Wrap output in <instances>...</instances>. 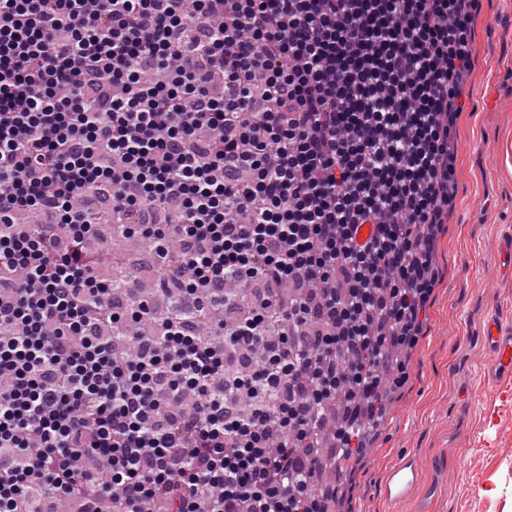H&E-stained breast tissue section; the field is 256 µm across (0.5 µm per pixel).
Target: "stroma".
Segmentation results:
<instances>
[{
  "label": "stroma",
  "mask_w": 512,
  "mask_h": 512,
  "mask_svg": "<svg viewBox=\"0 0 512 512\" xmlns=\"http://www.w3.org/2000/svg\"><path fill=\"white\" fill-rule=\"evenodd\" d=\"M472 56L427 332L353 476L354 512H512V374L487 378L484 342L489 321L512 326V255L501 249L512 238V0H482ZM406 456L422 461V481L389 499L388 475Z\"/></svg>",
  "instance_id": "stroma-1"
}]
</instances>
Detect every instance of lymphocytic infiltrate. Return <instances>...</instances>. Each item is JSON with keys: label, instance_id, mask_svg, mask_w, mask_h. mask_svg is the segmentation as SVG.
I'll list each match as a JSON object with an SVG mask.
<instances>
[{"label": "lymphocytic infiltrate", "instance_id": "lymphocytic-infiltrate-1", "mask_svg": "<svg viewBox=\"0 0 512 512\" xmlns=\"http://www.w3.org/2000/svg\"><path fill=\"white\" fill-rule=\"evenodd\" d=\"M479 8L0 0V512H338L311 480L366 455L428 321ZM102 224L177 295L126 348L101 324L153 310L98 278Z\"/></svg>", "mask_w": 512, "mask_h": 512}]
</instances>
